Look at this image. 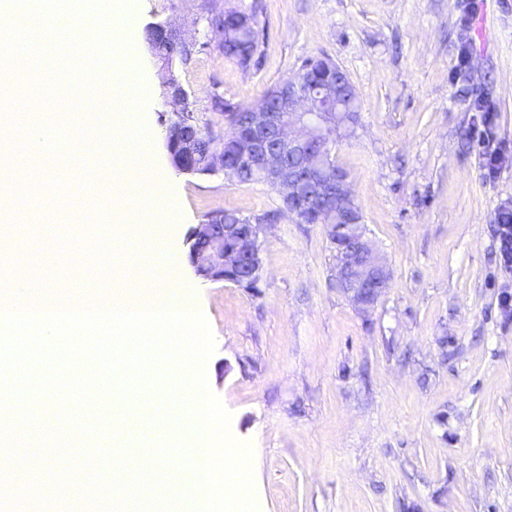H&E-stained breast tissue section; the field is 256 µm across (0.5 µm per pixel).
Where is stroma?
I'll return each instance as SVG.
<instances>
[{
	"mask_svg": "<svg viewBox=\"0 0 512 512\" xmlns=\"http://www.w3.org/2000/svg\"><path fill=\"white\" fill-rule=\"evenodd\" d=\"M228 7L258 10L246 70L210 28ZM163 21L185 24L198 44L180 77L217 148L226 127L216 99L253 105L322 55L347 74L362 110L333 154L391 272L372 307L337 288L327 229L280 214L269 186L173 168L172 106L145 42L146 27ZM128 48L145 85L152 162L172 180L176 223L162 253L177 260L209 323L207 384L231 413L232 436L253 449L258 512H512V314L501 308L512 272L497 261L494 224L512 205V0H138ZM474 90L506 156L492 177ZM34 165L43 179L64 178L75 203L106 191L100 178L78 191L84 171L69 156ZM55 204L47 191L24 206L15 251L50 284L73 272L42 263L40 247L82 233L64 211L45 221ZM224 209L275 216L260 239L256 287L209 281L189 260V232ZM31 409L102 429L119 412L112 392L84 409L65 394ZM101 431L79 444L107 445Z\"/></svg>",
	"mask_w": 512,
	"mask_h": 512,
	"instance_id": "35a3bbf8",
	"label": "stroma"
}]
</instances>
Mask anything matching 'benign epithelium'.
<instances>
[{"instance_id":"benign-epithelium-1","label":"benign epithelium","mask_w":512,"mask_h":512,"mask_svg":"<svg viewBox=\"0 0 512 512\" xmlns=\"http://www.w3.org/2000/svg\"><path fill=\"white\" fill-rule=\"evenodd\" d=\"M150 29L165 44L163 53L154 42L148 43V49L168 74L166 95L177 106L166 136L167 153L178 171L193 174L195 168L182 162L184 157H193L195 149V136L187 135L184 130L188 93L175 76V70L189 60L195 43L187 39L182 26L172 22L155 23ZM336 96L337 90L333 87L313 89L302 78L293 76L279 83L275 107L252 111L253 142L248 160L261 172L264 183L276 189L281 209L289 216L309 202V197L304 195L307 178L301 171L334 163L332 155L319 153L317 148L324 145L328 132L341 130L338 115L321 106V100ZM271 130L276 131L278 139L288 145L289 152L300 158V165L287 166L280 154L268 147L266 135ZM350 194L348 177L339 169L336 170V181L319 188V199L323 201L321 216L326 218L328 229L334 231L336 222L354 217L355 210L347 204ZM211 218L219 220V223L201 224L188 238L190 242L203 243V246H193L189 250L196 272L212 281H222L224 270L233 269L243 262L259 270L263 225L254 224L241 215L226 218L222 211L214 213ZM389 282L390 270L369 241L363 236L353 237L343 250L336 276L337 287L355 304L367 308Z\"/></svg>"}]
</instances>
